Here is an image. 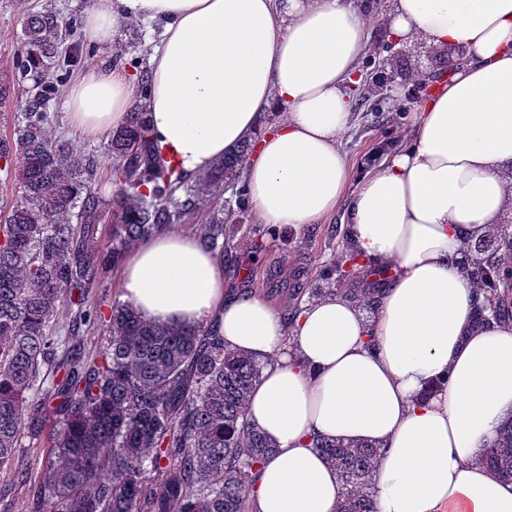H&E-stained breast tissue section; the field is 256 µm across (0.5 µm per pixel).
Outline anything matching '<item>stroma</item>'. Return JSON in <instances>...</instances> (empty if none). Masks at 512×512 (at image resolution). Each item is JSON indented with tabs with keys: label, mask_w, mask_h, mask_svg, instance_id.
I'll use <instances>...</instances> for the list:
<instances>
[{
	"label": "stroma",
	"mask_w": 512,
	"mask_h": 512,
	"mask_svg": "<svg viewBox=\"0 0 512 512\" xmlns=\"http://www.w3.org/2000/svg\"><path fill=\"white\" fill-rule=\"evenodd\" d=\"M92 5L93 0H0V85L7 84L13 88L11 97L0 101V138L10 133L15 114L20 111L26 97L17 84L14 53L21 46L27 16L52 8L69 22L79 25ZM161 32L162 26L156 21L124 23L110 46L84 43L81 66L88 69L118 61L130 73H139L147 69L144 55L158 45ZM448 73L446 63L427 65L426 81L396 80L382 105L356 106L353 124L342 142L350 164L349 188H356L360 179L377 168L386 155L402 147L413 116L430 93L433 80L447 78ZM47 110L51 116L52 136L78 144L86 150L103 153L106 135L83 138L71 130L64 92H57L52 97ZM341 219V214L337 213L304 229L280 227L277 236L262 239V252L257 255L253 253L251 244L253 233L260 224L253 213H245L243 228L224 256V266L231 272L229 287L235 290L245 287L263 294L270 286L271 273L277 271L299 272V287H314L321 272L337 262L345 248Z\"/></svg>",
	"instance_id": "stroma-1"
}]
</instances>
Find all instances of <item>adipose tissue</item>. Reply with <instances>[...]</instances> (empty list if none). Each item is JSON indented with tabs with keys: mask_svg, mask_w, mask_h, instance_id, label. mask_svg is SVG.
I'll return each instance as SVG.
<instances>
[{
	"mask_svg": "<svg viewBox=\"0 0 512 512\" xmlns=\"http://www.w3.org/2000/svg\"><path fill=\"white\" fill-rule=\"evenodd\" d=\"M369 13L366 0H96L91 43L111 45L126 21L164 26L146 109L165 165L193 177L250 141L261 223L302 228L345 205L361 269L389 277L376 315L329 295L289 324L261 295L231 291L197 236L164 230L126 256L123 297L152 323L215 326L262 363L248 413L276 450L253 512H336L343 485L317 435L382 447L377 512H512V485L480 461L512 413V324L475 326L460 269L465 243L512 214V0H390L391 38L466 57L420 104L408 145L351 192L342 139ZM135 95L126 68L87 69L67 90L68 120L98 136Z\"/></svg>",
	"mask_w": 512,
	"mask_h": 512,
	"instance_id": "ef3b65f1",
	"label": "adipose tissue"
}]
</instances>
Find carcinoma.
I'll return each mask as SVG.
<instances>
[{
	"instance_id": "1",
	"label": "carcinoma",
	"mask_w": 512,
	"mask_h": 512,
	"mask_svg": "<svg viewBox=\"0 0 512 512\" xmlns=\"http://www.w3.org/2000/svg\"><path fill=\"white\" fill-rule=\"evenodd\" d=\"M79 51L59 13L28 18L16 70L19 81H33V93L0 139V172L22 189L0 222V472L12 470L17 449L38 439L54 416L59 426L39 479L29 483L28 473L16 472L29 486V512H252L250 487L275 448L246 407L261 363L225 349L212 327L147 322L120 301L97 346L99 314L88 304L131 247L181 223L224 185L235 188L245 213V186L236 177L249 144L192 180L164 170L149 139L144 77L105 156L52 138L46 106L80 62ZM105 160L118 176L109 201L95 188ZM107 216L112 243L103 249L98 233ZM231 233L220 208L200 229L220 258ZM466 251V274L483 296L475 324L511 321L512 225H496ZM340 268L339 279L325 271L308 300L338 294L375 309L380 289L344 287L349 270ZM314 447L344 485L337 512H376L371 485L383 448L320 437ZM481 462L512 484V416Z\"/></svg>"
}]
</instances>
